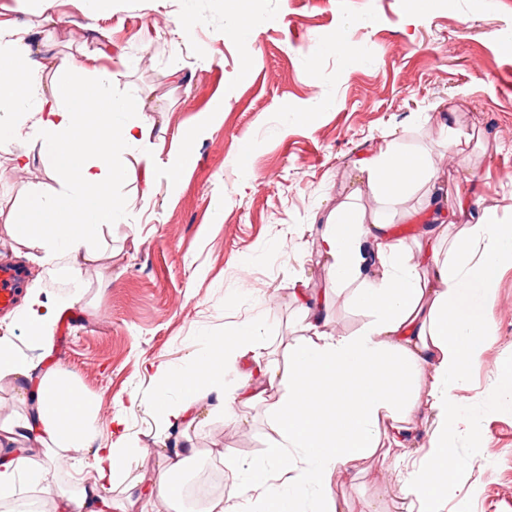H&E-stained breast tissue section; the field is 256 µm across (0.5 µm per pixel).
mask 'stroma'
<instances>
[{"label":"stroma","mask_w":512,"mask_h":512,"mask_svg":"<svg viewBox=\"0 0 512 512\" xmlns=\"http://www.w3.org/2000/svg\"><path fill=\"white\" fill-rule=\"evenodd\" d=\"M35 49L82 62L101 50L115 67L112 92L141 99L143 117L160 126L152 148L154 184L145 188L137 153L116 159L112 186L126 221L100 238L101 258L72 294L57 263L15 253L5 226L28 190L56 183L42 170H14L0 150V258L25 273L46 298L75 296L53 328L51 352L29 337L26 301L0 313V334L42 367H61L101 402L102 420L119 416L143 452L129 477L164 469L157 447L191 441L190 467L226 457L261 456L273 436L264 405L216 413L204 390L197 426L160 429L148 408L158 363L187 367L208 336L261 318L276 353L301 335L288 283L301 277L325 295L332 330L350 334L363 316L332 290L319 258L328 212L355 188L360 158L398 131L426 149L442 174L441 190L469 191L477 209L512 223V0H433L417 14L411 0H254L250 44L242 46L225 0H112L95 13L90 0H56L45 17L39 0L11 15ZM345 31L350 50L332 48ZM134 60L115 66V52ZM211 113L200 124L201 113ZM468 141L446 151L445 127ZM197 161L178 179L167 167L186 135ZM252 178H244L241 156ZM108 288H101V281ZM496 340L461 395L477 415L479 435L449 442L459 469L439 512H512V408L490 405L512 381V267L500 274L490 312ZM416 425L415 453L387 470L358 464L338 472L331 493L343 512H406L399 487L427 443Z\"/></svg>","instance_id":"stroma-1"}]
</instances>
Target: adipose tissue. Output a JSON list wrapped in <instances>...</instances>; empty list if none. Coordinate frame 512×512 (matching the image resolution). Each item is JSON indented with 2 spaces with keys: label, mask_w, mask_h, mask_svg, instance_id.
I'll return each instance as SVG.
<instances>
[{
  "label": "adipose tissue",
  "mask_w": 512,
  "mask_h": 512,
  "mask_svg": "<svg viewBox=\"0 0 512 512\" xmlns=\"http://www.w3.org/2000/svg\"><path fill=\"white\" fill-rule=\"evenodd\" d=\"M96 54L74 64L45 58L26 32L0 20V150L13 154L16 169L41 163L59 183L49 193L32 187L12 212L11 244L50 262L81 285L83 267L96 256L98 232L122 223L123 207L112 185L121 172L117 155L145 147L155 124L131 119L140 104L112 93L111 69ZM55 80H47L48 71ZM380 212L366 216L354 203L332 210L320 238V253L337 290L364 322L350 334L332 332L324 304L311 303L303 282L291 293L304 312V337L288 347L279 367L256 320L236 322L209 337L189 367L157 365L148 406L163 426L194 424L197 392L224 389L221 405L230 419L240 407L278 397L267 408L274 436L262 456L227 458L232 492L213 503L214 512H251L240 488L257 495L260 512H340L329 493L336 472L367 462L385 467L410 447L413 424L431 420L428 450L399 488L407 512H434L448 495L454 454L449 431L478 433L475 416L459 392L495 339L489 310L498 277L512 265V224L484 210L466 215L468 193L443 195L440 173L422 148L388 132L358 163ZM419 195L426 226L416 243L393 236L383 211ZM69 299L32 292L21 315L32 340L52 347V329ZM27 405L24 414L0 420V493L20 486L45 488L55 472L40 456L54 452L71 467L72 488H58L53 512H130L161 501L176 506L182 488L174 482L190 459L185 448L148 489L125 485V498L107 500L141 455L121 417L110 426V445L93 448L100 406L66 370H38L11 336H0V382Z\"/></svg>",
  "instance_id": "obj_1"
}]
</instances>
